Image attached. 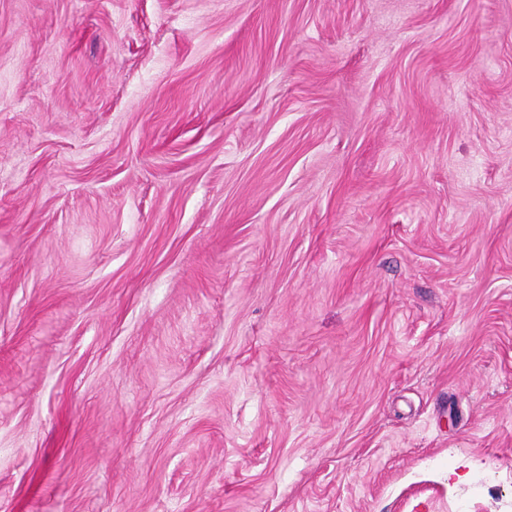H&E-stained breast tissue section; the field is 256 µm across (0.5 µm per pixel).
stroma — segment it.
<instances>
[{
	"mask_svg": "<svg viewBox=\"0 0 512 512\" xmlns=\"http://www.w3.org/2000/svg\"><path fill=\"white\" fill-rule=\"evenodd\" d=\"M0 512H512V0H0Z\"/></svg>",
	"mask_w": 512,
	"mask_h": 512,
	"instance_id": "obj_1",
	"label": "stroma"
}]
</instances>
